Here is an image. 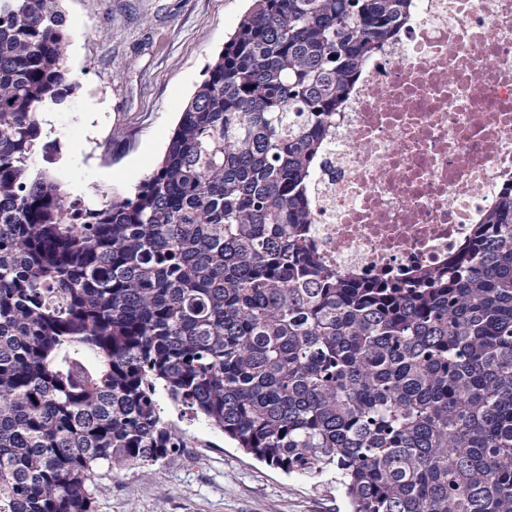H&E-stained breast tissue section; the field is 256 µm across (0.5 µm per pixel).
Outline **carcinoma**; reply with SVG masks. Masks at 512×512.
<instances>
[{
	"mask_svg": "<svg viewBox=\"0 0 512 512\" xmlns=\"http://www.w3.org/2000/svg\"><path fill=\"white\" fill-rule=\"evenodd\" d=\"M60 0H0V512H94L101 469L184 447L156 399L351 512H512V184L448 273L352 281L305 193L410 0H254L134 197L38 167Z\"/></svg>",
	"mask_w": 512,
	"mask_h": 512,
	"instance_id": "obj_1",
	"label": "carcinoma"
}]
</instances>
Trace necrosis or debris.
Instances as JSON below:
<instances>
[{
	"instance_id": "necrosis-or-debris-1",
	"label": "necrosis or debris",
	"mask_w": 512,
	"mask_h": 512,
	"mask_svg": "<svg viewBox=\"0 0 512 512\" xmlns=\"http://www.w3.org/2000/svg\"><path fill=\"white\" fill-rule=\"evenodd\" d=\"M309 185L347 278L447 269L512 183V0H413L365 61Z\"/></svg>"
}]
</instances>
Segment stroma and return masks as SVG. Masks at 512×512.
Returning <instances> with one entry per match:
<instances>
[{
	"mask_svg": "<svg viewBox=\"0 0 512 512\" xmlns=\"http://www.w3.org/2000/svg\"><path fill=\"white\" fill-rule=\"evenodd\" d=\"M250 6L249 0H61L69 80L48 109L57 178L86 205L130 196L162 158L181 113ZM157 401L185 448L104 475L94 512H348L335 483L256 460L166 393Z\"/></svg>",
	"mask_w": 512,
	"mask_h": 512,
	"instance_id": "1",
	"label": "stroma"
}]
</instances>
